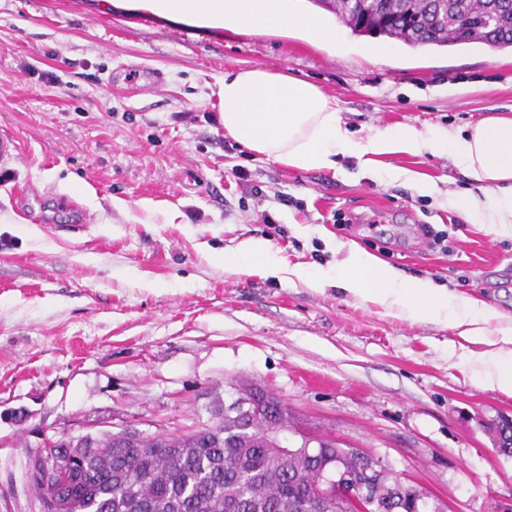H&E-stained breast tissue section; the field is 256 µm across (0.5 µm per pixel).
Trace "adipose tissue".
Masks as SVG:
<instances>
[{
    "mask_svg": "<svg viewBox=\"0 0 512 512\" xmlns=\"http://www.w3.org/2000/svg\"><path fill=\"white\" fill-rule=\"evenodd\" d=\"M134 7L173 15L210 26L248 29L300 30L331 47L342 34L335 22L320 15L290 9L288 0H134ZM214 95L225 133L267 159L299 170H332L340 157H353L371 175L390 183L402 182L419 193L435 190L432 182L395 166L379 167L376 157L394 153H430L448 157L474 185L467 194L447 200L452 209L476 224L512 232V116L489 115L465 129L421 131L404 124L364 138L343 124L335 97L308 80L248 68L225 73ZM225 266L238 271L261 265L273 276L285 273L308 287L334 283L349 295L396 309L414 321H431L483 335L493 311L477 301L455 296L423 278L403 277L379 258L349 244L343 265L311 269L284 268L277 252L261 239L248 238L224 256Z\"/></svg>",
    "mask_w": 512,
    "mask_h": 512,
    "instance_id": "obj_1",
    "label": "adipose tissue"
}]
</instances>
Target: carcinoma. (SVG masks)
Instances as JSON below:
<instances>
[{
    "mask_svg": "<svg viewBox=\"0 0 512 512\" xmlns=\"http://www.w3.org/2000/svg\"><path fill=\"white\" fill-rule=\"evenodd\" d=\"M355 35L385 37L409 45L448 47L481 43L512 48V0L489 8L485 0H311ZM267 417L249 416L235 427L220 421L201 431L165 436L152 451L137 441L100 442L74 464L77 479L63 488L78 512H308L305 497L318 495L324 463L337 456L360 475L369 461L334 439L319 441L310 456L285 454L259 437ZM498 452L512 456V434L492 424ZM421 512L419 497L406 493L378 500L370 512ZM340 495L319 512H351Z\"/></svg>",
    "mask_w": 512,
    "mask_h": 512,
    "instance_id": "1",
    "label": "carcinoma"
}]
</instances>
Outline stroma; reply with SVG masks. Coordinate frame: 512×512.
<instances>
[{
    "label": "stroma",
    "mask_w": 512,
    "mask_h": 512,
    "mask_svg": "<svg viewBox=\"0 0 512 512\" xmlns=\"http://www.w3.org/2000/svg\"><path fill=\"white\" fill-rule=\"evenodd\" d=\"M345 40L193 25L127 0H0V132L20 148L0 179V512H38L28 466L45 440L183 433L241 386L379 458L441 512L512 503V457L487 429L512 417V394L478 383L482 345L217 261L254 237L286 265L327 268L354 242L512 323V235L443 205L470 186L447 157L385 156L435 183L427 196L353 159L305 171L226 144L211 91L254 67L319 86L358 137L512 113L511 50Z\"/></svg>",
    "instance_id": "1"
}]
</instances>
